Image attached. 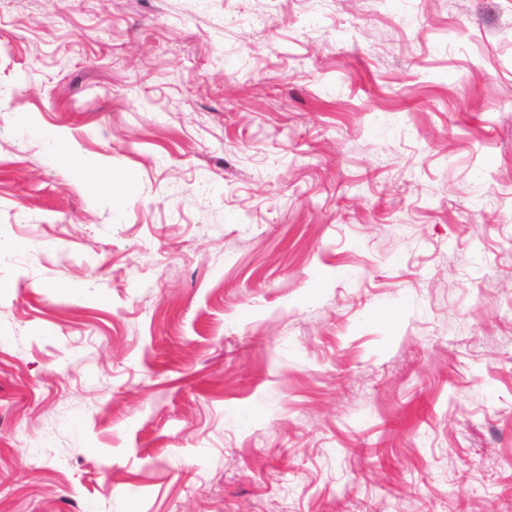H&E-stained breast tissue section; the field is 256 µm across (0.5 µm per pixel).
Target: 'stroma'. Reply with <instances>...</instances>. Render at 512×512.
<instances>
[{
  "label": "stroma",
  "instance_id": "stroma-1",
  "mask_svg": "<svg viewBox=\"0 0 512 512\" xmlns=\"http://www.w3.org/2000/svg\"><path fill=\"white\" fill-rule=\"evenodd\" d=\"M0 238V512H512V0H0Z\"/></svg>",
  "mask_w": 512,
  "mask_h": 512
}]
</instances>
